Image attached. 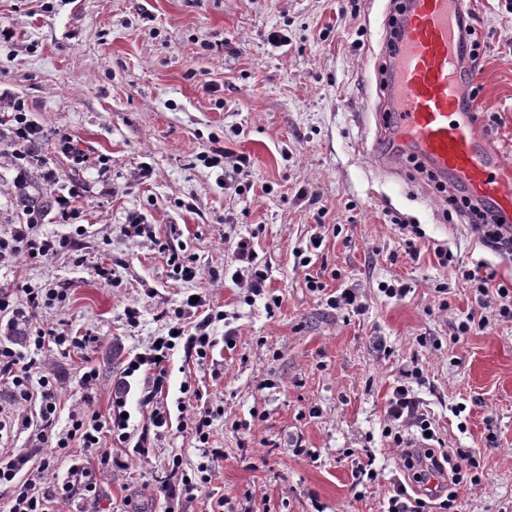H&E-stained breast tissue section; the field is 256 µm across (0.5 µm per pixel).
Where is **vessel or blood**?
<instances>
[{"mask_svg":"<svg viewBox=\"0 0 512 512\" xmlns=\"http://www.w3.org/2000/svg\"><path fill=\"white\" fill-rule=\"evenodd\" d=\"M473 18L465 0H404L396 51L378 76L375 110L388 149L378 167L413 155L437 178H452L503 224L512 223V165L484 136L472 104L468 59Z\"/></svg>","mask_w":512,"mask_h":512,"instance_id":"b4317fda","label":"vessel or blood"}]
</instances>
